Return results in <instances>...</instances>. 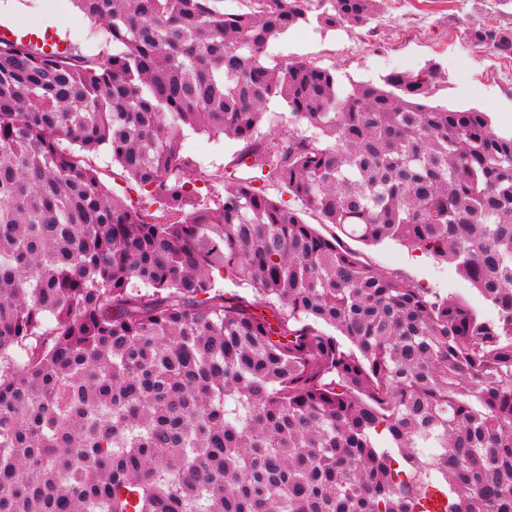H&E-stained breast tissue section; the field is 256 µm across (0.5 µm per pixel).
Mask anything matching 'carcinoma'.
Instances as JSON below:
<instances>
[{
    "label": "carcinoma",
    "instance_id": "1",
    "mask_svg": "<svg viewBox=\"0 0 512 512\" xmlns=\"http://www.w3.org/2000/svg\"><path fill=\"white\" fill-rule=\"evenodd\" d=\"M76 2L112 49L0 38V512H512V135L426 104L434 65L347 94L265 65L380 0ZM467 36L512 59V29ZM272 101L312 134L258 141ZM186 127L345 237L454 264L497 317L251 180L193 201ZM102 145L165 214L109 194ZM302 218L313 224L321 234L328 238L340 237L346 246L359 252L374 268L391 272L403 280L425 288L428 294L440 297H456L467 301L481 316L493 319L496 310L490 302L483 299L472 284L462 278L454 265L437 262L419 250H411L393 241L366 246L344 237L331 224H321L316 212L302 208Z\"/></svg>",
    "mask_w": 512,
    "mask_h": 512
}]
</instances>
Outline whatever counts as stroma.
<instances>
[{
	"label": "stroma",
	"instance_id": "obj_1",
	"mask_svg": "<svg viewBox=\"0 0 512 512\" xmlns=\"http://www.w3.org/2000/svg\"><path fill=\"white\" fill-rule=\"evenodd\" d=\"M44 2L0 0V33L19 38L25 28L43 24L48 32L45 38L33 39L34 47H56L81 56L100 51L103 43L95 38L102 30L100 23L75 12L71 0H54L53 9L48 11ZM472 23L512 28V0H453L449 6L434 0L421 13L415 12L409 0H382L373 31L303 24L271 41L265 61L272 65L297 60L330 69L344 92L362 82L381 83L393 72L415 73L434 64L440 76L431 89L429 104L486 112L494 132L510 135L512 60L472 44L466 36ZM306 131V126L294 123L284 107L272 102L256 136L273 145L289 134ZM241 148L239 141L192 129L186 130L182 146L186 156L207 169L222 171L232 179L254 177V170L237 164ZM93 163L109 192L150 211L158 210L152 197L122 175L108 148H100ZM351 247L374 268L425 288L429 294L463 299L487 319L496 315L491 303L452 264L435 261L393 241L371 246L355 241Z\"/></svg>",
	"mask_w": 512,
	"mask_h": 512
}]
</instances>
